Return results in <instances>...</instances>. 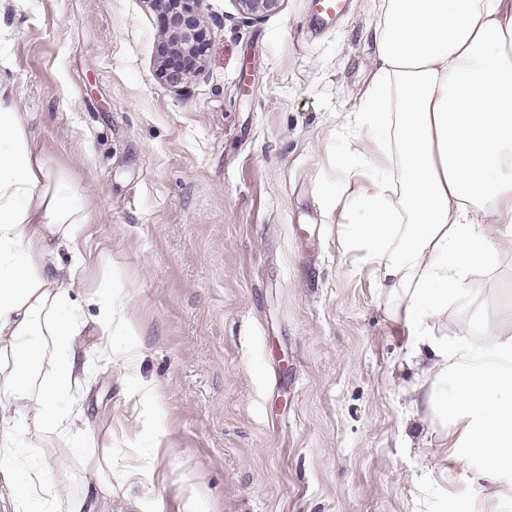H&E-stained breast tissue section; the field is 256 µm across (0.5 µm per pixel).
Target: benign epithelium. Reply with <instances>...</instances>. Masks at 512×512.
I'll use <instances>...</instances> for the list:
<instances>
[{
    "instance_id": "obj_1",
    "label": "benign epithelium",
    "mask_w": 512,
    "mask_h": 512,
    "mask_svg": "<svg viewBox=\"0 0 512 512\" xmlns=\"http://www.w3.org/2000/svg\"><path fill=\"white\" fill-rule=\"evenodd\" d=\"M163 12L162 75L170 85L185 82L191 63L204 52L202 5L205 0H153ZM243 13L255 19L276 13L284 0H235Z\"/></svg>"
}]
</instances>
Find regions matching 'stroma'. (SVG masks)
<instances>
[{
  "instance_id": "1",
  "label": "stroma",
  "mask_w": 512,
  "mask_h": 512,
  "mask_svg": "<svg viewBox=\"0 0 512 512\" xmlns=\"http://www.w3.org/2000/svg\"><path fill=\"white\" fill-rule=\"evenodd\" d=\"M378 0L317 27L311 0L255 20L205 0L202 70L157 76L152 0H0V85L87 220L61 243L84 327V421L34 458L93 512H512V472L475 483L411 418L417 369L341 245L343 128L374 66ZM450 305L512 330V251ZM119 312L111 338L99 302ZM87 471L93 476L96 488L104 495L112 494V451L110 448L100 456H91L85 461Z\"/></svg>"
}]
</instances>
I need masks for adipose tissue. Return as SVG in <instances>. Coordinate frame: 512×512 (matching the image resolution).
Segmentation results:
<instances>
[{
    "mask_svg": "<svg viewBox=\"0 0 512 512\" xmlns=\"http://www.w3.org/2000/svg\"><path fill=\"white\" fill-rule=\"evenodd\" d=\"M373 41L377 65L345 125L354 148L338 165L342 243L407 340L416 415L451 429L493 487L512 468V332L472 322L451 339L439 327L470 276L512 249V7L380 0ZM85 219L0 87V500L13 512L90 508L25 455L74 423L77 315L52 243Z\"/></svg>",
    "mask_w": 512,
    "mask_h": 512,
    "instance_id": "adipose-tissue-1",
    "label": "adipose tissue"
}]
</instances>
